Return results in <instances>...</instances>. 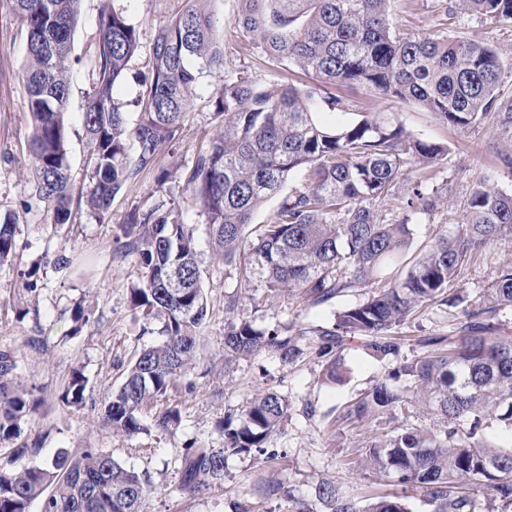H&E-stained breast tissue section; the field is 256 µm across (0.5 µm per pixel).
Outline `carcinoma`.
Here are the masks:
<instances>
[{
    "label": "carcinoma",
    "mask_w": 512,
    "mask_h": 512,
    "mask_svg": "<svg viewBox=\"0 0 512 512\" xmlns=\"http://www.w3.org/2000/svg\"><path fill=\"white\" fill-rule=\"evenodd\" d=\"M81 0H0L26 31L23 82L32 133L29 151L37 201L50 224H67L72 206L106 216L122 185L155 166L161 149L178 139L204 73L224 67V24L192 5L163 25L151 48L152 66L128 126L114 98L115 85L138 54L140 34L122 8L107 5L97 23L93 53L85 65L92 83L82 112L90 150V189L72 196L64 116L70 98L73 32ZM236 23L248 34L246 51L287 70L293 65L315 79L298 87L261 88L245 70L224 80L210 100L216 137L200 153L186 183L206 216L212 246L236 270L245 287L272 299L297 292L312 305L366 288L396 263L411 243L412 216L431 215L452 188L426 193L432 168L449 146L408 133L382 112H365L352 124L326 125L309 112L325 85L358 86L379 99L416 104L454 129L486 120L494 124L499 168L512 175V97L499 91L503 61L498 47L479 39L439 33L400 36L388 19L389 0H241ZM458 9L495 21H512V0H456ZM305 170L302 188L282 195L292 174ZM415 175L412 193L400 181ZM282 196L263 224H252L267 200ZM395 204L403 219L379 210ZM123 248L138 255L140 281L128 289L134 316L161 323L164 340L143 349L120 385L102 403L100 418L115 433L144 430L151 408L154 426L170 432L181 424L167 403L177 382L200 362V332L208 317L194 225L172 205L137 207L120 225ZM17 224L0 217V263L15 249ZM512 243V193L477 186L451 236L437 239L406 278L376 290L334 315L329 326L296 329L283 322L260 329L227 318L224 362L262 350L293 364L307 355L298 337H316L324 379L344 380L341 355L359 341L395 367L347 406L343 417L363 421L380 413H406L416 398L440 427L402 428L360 449L355 467L401 488L391 497L368 496V505L329 480L316 484V500L296 496L291 484L263 486L268 498L288 501L289 512H408L407 492H423L431 512H476L483 488L512 512V448H491L483 432L492 425L512 431V333L499 313L512 308V264L502 268L482 297L457 291L465 264L494 243ZM458 310L454 334L422 336L421 356L408 359L392 330L434 305ZM17 353L0 351V441L20 437V423L37 409L33 393L14 382ZM91 397L88 379L73 372L62 395L72 406ZM288 396L263 392L238 415L215 422L220 448L195 441L183 448L177 490L208 495L224 483L226 459L248 455L273 460L272 436L288 418ZM40 449L26 442L0 457V512H142L149 479L97 448L58 450L39 466L25 458Z\"/></svg>",
    "instance_id": "carcinoma-1"
}]
</instances>
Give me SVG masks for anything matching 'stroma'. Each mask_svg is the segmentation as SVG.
I'll return each instance as SVG.
<instances>
[{
  "label": "stroma",
  "mask_w": 512,
  "mask_h": 512,
  "mask_svg": "<svg viewBox=\"0 0 512 512\" xmlns=\"http://www.w3.org/2000/svg\"><path fill=\"white\" fill-rule=\"evenodd\" d=\"M105 0H82L74 32L73 54L79 64L70 70V103L65 115L74 190L89 186L88 150L79 115L90 89L91 78L82 58L93 50L97 18ZM140 31L141 50L129 63L116 84L115 97L135 121L134 101L151 67L150 52L159 28L179 13L186 0H117ZM204 7L224 22V67L205 73L189 106V117L179 140L164 147L155 168L144 170L127 182L112 201L106 219L79 210L70 223L49 224L43 208L28 207L33 190L32 165L27 159L31 122L26 109L22 82L25 35L9 17L0 18V216L16 222V248L12 257L0 263V350L18 353L16 379L34 388L41 405L22 422V440L38 442L42 452L29 457L28 465L41 464L45 456L65 448H99L112 453L125 466L147 475L155 491L142 506L143 512H234V502L248 500L253 512H288L283 500H270L257 491L259 484L283 481L304 495H312L317 482L327 478L345 489L391 495L396 486L376 483L352 468L356 448L375 436L394 429L389 415L352 426L337 421L341 406L369 389L391 369L362 347L351 343L342 353L347 377L344 384L323 381L322 361L308 357L286 364L272 352H261L228 364L224 361V300L237 291L232 267L215 256L206 218L191 192L169 197L158 185L157 176L166 170L186 180L200 151L208 148L215 135L209 101L218 95L226 78L245 69L263 87L275 88L283 81L300 82V70L285 72L256 56L241 54L246 35L234 19L239 0H206ZM388 16L401 35H428L444 31L451 36L477 38L502 51V91L512 92V25L461 12L455 0H391ZM347 103L346 110L334 111L323 100L311 102L315 117L327 122L351 123L364 112H383L394 117L418 137L447 143L451 152L437 165L428 183L439 188L455 182L457 194L434 216L417 215L411 226L409 249L400 261L388 267L383 282L404 279L408 271L434 241L452 234L461 219L464 203L476 182L512 193V176L498 169L491 150V127L478 125L454 130L440 123L430 112L399 100H372L365 90L336 88ZM176 202L195 224L199 264L207 287L209 315L202 328L205 358L195 371L181 379L171 400L182 414L176 430L126 436L102 427L98 402L121 381L128 362L144 347L162 339L159 324L146 325L134 318L127 290L138 282V257L122 253L116 238L119 226L135 206L148 209ZM71 260L70 268L54 266L56 256ZM512 261V244L487 246L481 257L465 267L459 285L470 297L479 296L496 280L503 265ZM35 292H27V285ZM366 289L314 306L295 296L283 295L263 303L242 298L235 316L260 328L293 321L308 328L332 322L335 312L363 301ZM83 310V323H74L76 310ZM457 322L454 309L433 307L397 326L394 334L403 343V353L418 355V337L431 333L449 334ZM89 380L93 400L80 407L64 403L61 395L73 371ZM268 390L286 394L289 418L273 436L277 459L265 462L250 456L228 459L221 488L203 498L177 492L179 458L190 440L219 447L224 438L215 429L224 412L239 411L256 395Z\"/></svg>",
  "instance_id": "35a3bbf8"
}]
</instances>
